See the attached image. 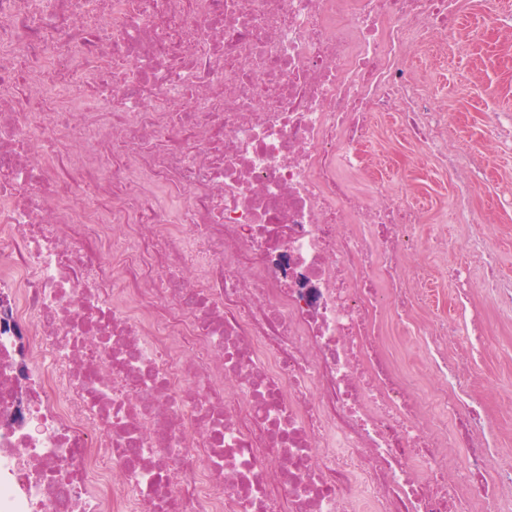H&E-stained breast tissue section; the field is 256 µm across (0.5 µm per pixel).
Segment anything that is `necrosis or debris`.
<instances>
[{"label":"necrosis or debris","instance_id":"1","mask_svg":"<svg viewBox=\"0 0 512 512\" xmlns=\"http://www.w3.org/2000/svg\"><path fill=\"white\" fill-rule=\"evenodd\" d=\"M471 43L456 0H0V512H503L512 448L448 347L512 289L481 241L436 307L409 259L448 239L366 148L395 113L442 222L483 223L405 62ZM395 333L391 336V347L402 369L413 379L424 382L429 386L435 383V379L428 370L427 355L424 344L417 337L399 341Z\"/></svg>","mask_w":512,"mask_h":512}]
</instances>
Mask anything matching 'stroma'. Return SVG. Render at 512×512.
<instances>
[{
  "instance_id": "obj_1",
  "label": "stroma",
  "mask_w": 512,
  "mask_h": 512,
  "mask_svg": "<svg viewBox=\"0 0 512 512\" xmlns=\"http://www.w3.org/2000/svg\"><path fill=\"white\" fill-rule=\"evenodd\" d=\"M464 64L451 57L443 68L447 78L443 103L448 110V145L453 148L469 143L486 158L488 178L472 190L470 203L486 214L487 223L441 226L439 218L448 205L452 188L423 149L405 144L392 133L391 117L374 122L370 147L405 156L408 161L414 202L424 216L418 228L419 237L424 239L441 231L448 234L446 258H433L422 250L415 256V263L434 271L447 262H464L469 265L473 278H480L482 268L470 244L472 240L485 238L497 246L499 275L502 285L507 287L512 285V210L499 207L497 194L504 182L512 181V153H499L482 140L481 131L492 113L512 110V40L504 36L496 45L476 46L468 63L472 73L462 82L456 75ZM476 301L485 312L486 340V349L475 363L481 378L479 395L489 406L499 447L512 448V307L491 295H477Z\"/></svg>"
}]
</instances>
